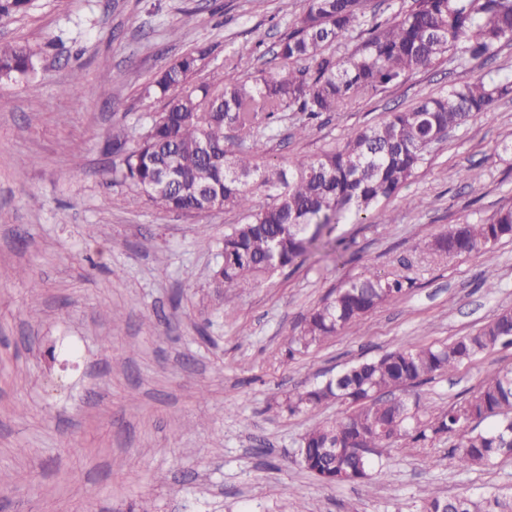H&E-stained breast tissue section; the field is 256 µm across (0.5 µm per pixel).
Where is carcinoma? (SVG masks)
Wrapping results in <instances>:
<instances>
[{"instance_id": "1", "label": "carcinoma", "mask_w": 512, "mask_h": 512, "mask_svg": "<svg viewBox=\"0 0 512 512\" xmlns=\"http://www.w3.org/2000/svg\"><path fill=\"white\" fill-rule=\"evenodd\" d=\"M31 0H0V28L24 14ZM365 0H308L278 43L277 65L250 70V57L227 58L248 71L244 80L192 84L210 49L195 47L170 63L145 87L159 95L162 110L132 149L115 136L107 148L121 155L113 173L133 187V200L171 212L236 211L238 223L224 232L216 287L246 288L280 269L303 262L340 224L382 218L380 207L397 196L428 161L448 132L512 98V73L486 74L448 92L388 113L339 146L310 158L272 162L260 137H275L282 112L314 120L358 98L399 84L408 74L440 61L487 62L512 43V0H414L393 19L376 22L346 57L330 46L354 29ZM34 54L18 41L0 42V80L34 70ZM230 127L234 135H224ZM264 198L259 203L256 198ZM512 238V205L484 223L454 224L427 247L439 254L491 250ZM411 282L375 272L344 282L305 318L291 342L322 343L348 327H361L379 306L398 300ZM512 346V308L497 313L476 332L446 344L417 345L361 361L340 375L288 395L289 413L337 403L344 415L300 438L302 467L326 485L365 483L375 459L400 439L424 443L446 434L457 438L454 466L471 469L512 457V370L497 371L470 397L448 406H410L402 388L451 373L499 346ZM342 453L332 458L326 448ZM422 512H512V500L491 491L481 500L432 494Z\"/></svg>"}]
</instances>
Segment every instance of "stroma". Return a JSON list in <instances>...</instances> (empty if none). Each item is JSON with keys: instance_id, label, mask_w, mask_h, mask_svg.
I'll list each match as a JSON object with an SVG mask.
<instances>
[{"instance_id": "35a3bbf8", "label": "stroma", "mask_w": 512, "mask_h": 512, "mask_svg": "<svg viewBox=\"0 0 512 512\" xmlns=\"http://www.w3.org/2000/svg\"><path fill=\"white\" fill-rule=\"evenodd\" d=\"M413 0H367L361 27L334 44L351 54L365 29ZM306 0H33L0 40L34 54L26 78L0 81V512H420L428 492L512 491V458L453 466V439L398 440L363 484L327 486L297 456L301 436L335 420L333 403L300 414L284 393L362 358L476 331L512 308V239L446 257L426 244L450 225L512 204V100L451 132L386 205L387 224L339 225L344 263L315 253L258 286L218 293L211 271L236 212H170L133 202L106 148L135 146L159 100L144 86L184 51L211 50L195 82L242 77L224 60L248 49L274 65ZM79 96L63 95L73 72ZM443 63L347 109L282 113L268 156H312L419 97L471 80ZM306 133H298L299 124ZM480 171L472 183L471 171ZM413 282L362 328L290 344L309 312L367 271ZM39 289H32V281ZM512 368L498 348L410 388L448 405Z\"/></svg>"}]
</instances>
